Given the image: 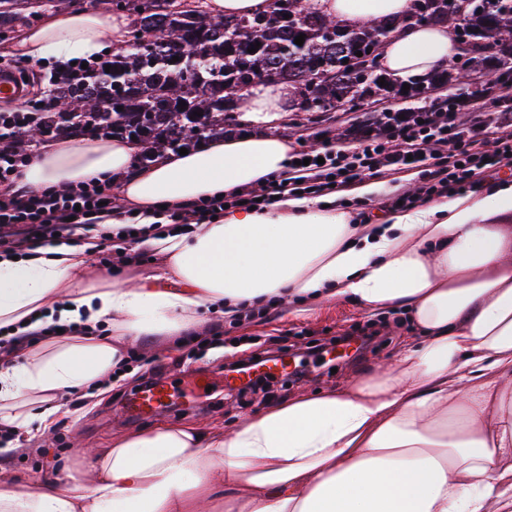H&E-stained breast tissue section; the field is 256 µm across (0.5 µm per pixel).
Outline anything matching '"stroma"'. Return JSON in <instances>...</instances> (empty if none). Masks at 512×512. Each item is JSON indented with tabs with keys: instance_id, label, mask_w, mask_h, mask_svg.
<instances>
[{
	"instance_id": "obj_1",
	"label": "stroma",
	"mask_w": 512,
	"mask_h": 512,
	"mask_svg": "<svg viewBox=\"0 0 512 512\" xmlns=\"http://www.w3.org/2000/svg\"><path fill=\"white\" fill-rule=\"evenodd\" d=\"M413 99L397 93L383 96L381 101H369L361 112H328L317 116L313 112H288L284 121L265 126V133L284 135L306 147H319L334 141L336 135L353 128L365 119L366 112L384 107L390 110L416 107ZM372 313L349 302L308 306L301 313L291 308L275 307L269 314L243 326L232 328V335L240 336V343L227 344L200 355L196 364L212 367L214 378H221V365L248 359L269 337H281V354L300 360L305 380L288 381L275 387L270 394L246 391L225 395L224 391L206 392L196 389L190 377L181 378L177 384L179 399L190 401L189 410L166 415L170 424H199L217 428L271 407L289 399L349 385L351 382L375 375L381 364L392 362L404 346L415 343L418 331L406 311L393 307L380 315L393 332L386 345L337 363L335 371L318 368L307 345L310 339L337 336L352 328L367 324ZM183 339L179 336H154L135 341L133 351L140 359L125 371L113 377L109 388L88 395L81 406H71L65 397H57L61 409L55 417L48 436L33 439L24 447L10 453H0V481L17 483L21 488L35 490L45 478L56 474L59 467L71 459L78 448H106L112 438L121 433H135L149 429V422L136 425L128 422L122 409V400L128 392L150 375L154 360L163 365L177 364L183 352Z\"/></svg>"
}]
</instances>
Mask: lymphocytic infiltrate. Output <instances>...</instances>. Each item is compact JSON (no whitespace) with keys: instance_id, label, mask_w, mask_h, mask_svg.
Here are the masks:
<instances>
[{"instance_id":"obj_1","label":"lymphocytic infiltrate","mask_w":512,"mask_h":512,"mask_svg":"<svg viewBox=\"0 0 512 512\" xmlns=\"http://www.w3.org/2000/svg\"><path fill=\"white\" fill-rule=\"evenodd\" d=\"M511 98L512 88L466 102L455 94L437 96L406 115L392 112L377 117L351 143L319 153L292 150L287 170L260 187L169 207L164 211L167 224L142 225L132 210H120L102 182L81 181L64 192L19 186L21 172L36 147L62 133L61 128L51 127L38 142L18 140L20 130L46 119L45 98L37 94L0 110V254L27 257L60 237L75 246L92 243L99 265L110 268L132 261L127 245L145 243L163 232L192 233L239 203L261 211L284 197H321L363 178L407 168L418 170V185L381 198V210L409 208L464 192L477 186L478 176L512 164V108L507 105ZM464 110L470 112V119L458 121L457 113ZM483 110L490 111L497 130L491 151L476 146ZM117 211L123 212V223H112Z\"/></svg>"}]
</instances>
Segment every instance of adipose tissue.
I'll list each match as a JSON object with an SVG mask.
<instances>
[{"instance_id":"1","label":"adipose tissue","mask_w":512,"mask_h":512,"mask_svg":"<svg viewBox=\"0 0 512 512\" xmlns=\"http://www.w3.org/2000/svg\"><path fill=\"white\" fill-rule=\"evenodd\" d=\"M350 26L398 16L406 0H321ZM125 19L62 10L21 38L30 61L125 45ZM453 54L446 27L401 26L381 67L418 77ZM287 84L243 92L249 125L278 121ZM140 143L98 136L34 154L20 178L34 190L108 177L120 204L158 222L160 201L187 203L255 187L286 170L287 137H216L188 154L133 169ZM512 182L352 224L323 200L288 197L234 209L190 235L155 240L176 284L116 282L61 244L0 256V327L50 325L21 365L0 366V424L45 435L65 390L107 378L129 338L178 336L198 311L301 298L367 311L405 308L423 334L394 365L345 388L306 395L229 430L161 424L79 449L73 473L26 492L0 483V512H512ZM109 335H95L98 327Z\"/></svg>"}]
</instances>
